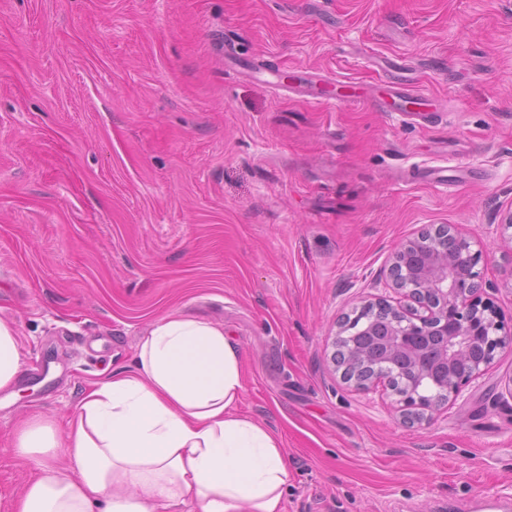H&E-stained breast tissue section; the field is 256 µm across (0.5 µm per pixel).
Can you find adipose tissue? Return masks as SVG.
Here are the masks:
<instances>
[{
    "instance_id": "adipose-tissue-1",
    "label": "adipose tissue",
    "mask_w": 512,
    "mask_h": 512,
    "mask_svg": "<svg viewBox=\"0 0 512 512\" xmlns=\"http://www.w3.org/2000/svg\"><path fill=\"white\" fill-rule=\"evenodd\" d=\"M23 367L0 319V390ZM241 355L222 326L176 313L142 336L131 367L93 383L65 438L35 416L18 458L36 478L15 512H283L290 472L276 433L238 411Z\"/></svg>"
}]
</instances>
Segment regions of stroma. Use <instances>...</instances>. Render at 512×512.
I'll return each mask as SVG.
<instances>
[{"label": "stroma", "instance_id": "stroma-1", "mask_svg": "<svg viewBox=\"0 0 512 512\" xmlns=\"http://www.w3.org/2000/svg\"><path fill=\"white\" fill-rule=\"evenodd\" d=\"M398 59L437 110L276 93L261 64L373 93ZM454 170L448 186L421 166ZM512 0H0V318L24 357L0 390V512L33 465L32 415L65 432L158 317L223 325L239 410L283 439L284 512H512V349L422 426L342 380L337 318L397 247L478 241L512 318Z\"/></svg>", "mask_w": 512, "mask_h": 512}]
</instances>
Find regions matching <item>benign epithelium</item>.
<instances>
[{"label": "benign epithelium", "mask_w": 512, "mask_h": 512, "mask_svg": "<svg viewBox=\"0 0 512 512\" xmlns=\"http://www.w3.org/2000/svg\"><path fill=\"white\" fill-rule=\"evenodd\" d=\"M482 251L453 225H441L401 243L388 268L395 303L379 300L372 304L386 317V335L391 337L387 354L396 350L411 353L415 373L434 377L432 396L426 398L413 386L396 393V412L401 423L420 424L440 406L456 399L462 388L482 375L494 355L472 357L480 350L512 347V319L503 318L491 301L481 296V272L477 266ZM344 323L333 337L331 359L362 390L389 384L374 371L360 374L367 367V356L353 347H340ZM424 336H442L444 343L433 363L425 361L418 348Z\"/></svg>", "instance_id": "obj_1"}]
</instances>
